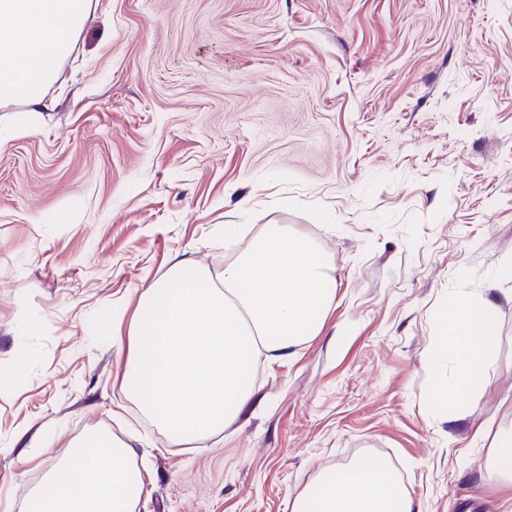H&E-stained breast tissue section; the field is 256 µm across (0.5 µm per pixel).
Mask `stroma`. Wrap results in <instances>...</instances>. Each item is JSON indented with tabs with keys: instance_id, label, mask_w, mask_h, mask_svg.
<instances>
[{
	"instance_id": "1",
	"label": "stroma",
	"mask_w": 512,
	"mask_h": 512,
	"mask_svg": "<svg viewBox=\"0 0 512 512\" xmlns=\"http://www.w3.org/2000/svg\"><path fill=\"white\" fill-rule=\"evenodd\" d=\"M46 101L0 106V512L95 433L131 446L138 512H291L364 457L421 512H502L474 435L512 430V0H97ZM228 224L301 225L336 297L178 448L121 389L112 306L222 263ZM452 295L499 304L453 415Z\"/></svg>"
}]
</instances>
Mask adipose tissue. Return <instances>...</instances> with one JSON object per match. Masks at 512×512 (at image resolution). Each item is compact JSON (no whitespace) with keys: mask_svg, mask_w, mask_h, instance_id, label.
<instances>
[{"mask_svg":"<svg viewBox=\"0 0 512 512\" xmlns=\"http://www.w3.org/2000/svg\"><path fill=\"white\" fill-rule=\"evenodd\" d=\"M93 16V0H0V104H41ZM335 294V266L294 226L225 225L222 268L175 260L144 286L134 310L113 307L112 336L127 348L122 384L172 445L193 446L240 417L259 359H292L320 335ZM497 311L490 297H449L448 337L432 357L447 360L452 375L437 401L479 388ZM131 453L118 439L91 435L50 473L54 494L32 492L24 512H135L143 478ZM292 512L421 510L388 471L364 459L324 472Z\"/></svg>","mask_w":512,"mask_h":512,"instance_id":"ef3b65f1","label":"adipose tissue"}]
</instances>
